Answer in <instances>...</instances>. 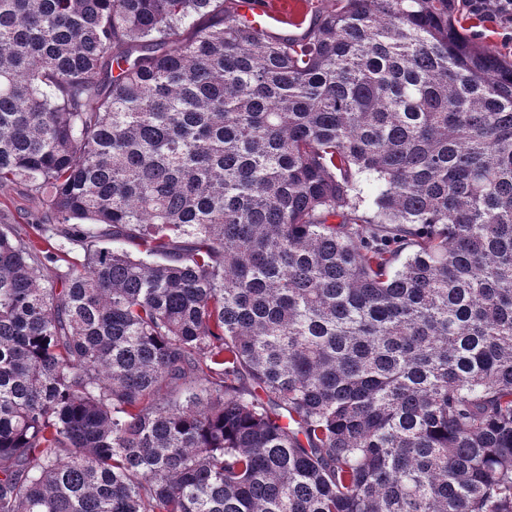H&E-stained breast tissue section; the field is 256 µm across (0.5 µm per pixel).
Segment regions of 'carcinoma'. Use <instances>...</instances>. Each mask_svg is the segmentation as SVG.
Instances as JSON below:
<instances>
[{
    "label": "carcinoma",
    "mask_w": 512,
    "mask_h": 512,
    "mask_svg": "<svg viewBox=\"0 0 512 512\" xmlns=\"http://www.w3.org/2000/svg\"><path fill=\"white\" fill-rule=\"evenodd\" d=\"M225 2L0 0V512H512V62ZM258 8H271L276 2L288 1V14L291 20L297 25L280 24L270 28L274 35L292 36L301 34L309 25L315 13L330 8L333 0H238L236 5L237 15L259 30H266L272 21H279L287 12L273 11L269 9L258 10L254 8L253 2ZM32 207L16 186L4 189L0 192V224H26V215Z\"/></svg>",
    "instance_id": "cac0c4a2"
}]
</instances>
